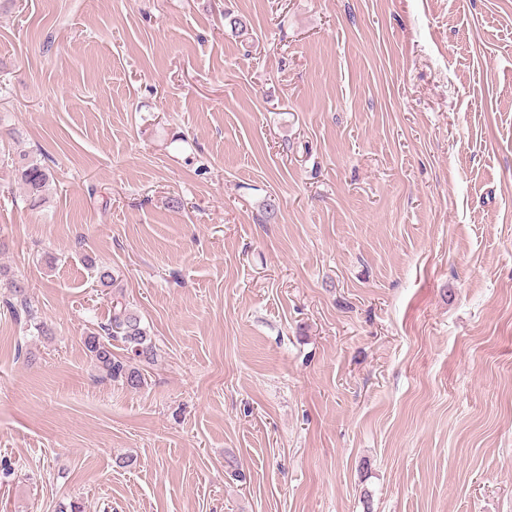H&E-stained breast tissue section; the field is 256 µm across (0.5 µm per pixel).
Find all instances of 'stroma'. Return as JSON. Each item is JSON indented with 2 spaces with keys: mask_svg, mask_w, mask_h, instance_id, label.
Wrapping results in <instances>:
<instances>
[{
  "mask_svg": "<svg viewBox=\"0 0 512 512\" xmlns=\"http://www.w3.org/2000/svg\"><path fill=\"white\" fill-rule=\"evenodd\" d=\"M0 238V512H512V0H0ZM20 178L32 195L39 196L50 180L47 168L37 162H24L18 169ZM10 290L11 295L3 300L7 310L18 321L22 319L27 323L36 318V311L32 304L31 298L27 295L25 287L17 282H12ZM120 307L117 309V307ZM113 315L107 325L101 326V333H92L85 339V346L90 356L98 363L109 376L113 379H122L132 388H136L142 384L141 371L123 361L116 359L112 355L113 340L120 338L125 343L127 349L134 354L135 357L150 361L156 356V347L152 343L147 331L141 326L140 317L132 311L127 304L121 301L112 300Z\"/></svg>",
  "mask_w": 512,
  "mask_h": 512,
  "instance_id": "stroma-1",
  "label": "stroma"
}]
</instances>
